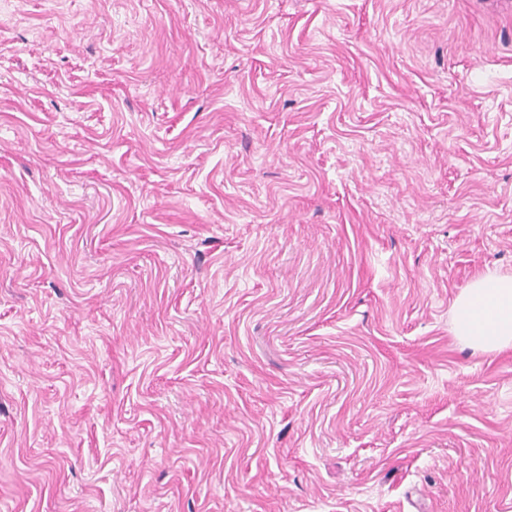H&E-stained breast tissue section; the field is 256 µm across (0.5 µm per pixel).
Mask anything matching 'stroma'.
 <instances>
[{
  "label": "stroma",
  "instance_id": "1",
  "mask_svg": "<svg viewBox=\"0 0 512 512\" xmlns=\"http://www.w3.org/2000/svg\"><path fill=\"white\" fill-rule=\"evenodd\" d=\"M512 0H0V512H512ZM453 332L482 351L512 346V275L489 272L476 279L453 304Z\"/></svg>",
  "mask_w": 512,
  "mask_h": 512
}]
</instances>
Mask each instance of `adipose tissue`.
I'll return each mask as SVG.
<instances>
[{
	"instance_id": "1",
	"label": "adipose tissue",
	"mask_w": 512,
	"mask_h": 512,
	"mask_svg": "<svg viewBox=\"0 0 512 512\" xmlns=\"http://www.w3.org/2000/svg\"><path fill=\"white\" fill-rule=\"evenodd\" d=\"M453 332L482 351L512 346V275L490 272L476 279L453 304Z\"/></svg>"
}]
</instances>
